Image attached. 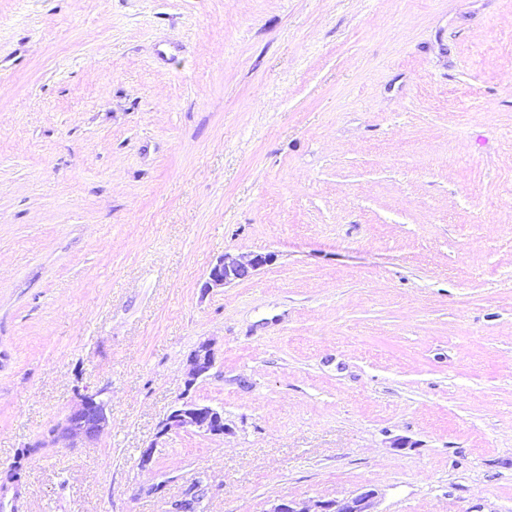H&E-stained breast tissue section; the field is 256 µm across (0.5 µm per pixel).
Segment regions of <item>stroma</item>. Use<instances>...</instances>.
Wrapping results in <instances>:
<instances>
[{
    "label": "stroma",
    "mask_w": 512,
    "mask_h": 512,
    "mask_svg": "<svg viewBox=\"0 0 512 512\" xmlns=\"http://www.w3.org/2000/svg\"><path fill=\"white\" fill-rule=\"evenodd\" d=\"M103 387L0 512H512V0H0V467ZM272 260V254L224 255L210 267L203 288L206 290L224 288L227 285L247 279L260 268L270 264ZM190 370L186 388H192L198 380H204L209 376L215 365V352L210 341L202 342L191 352L188 358ZM101 390L93 394L79 395L64 418L55 425L48 437L40 441L35 448L57 447L70 448L75 440L93 442L109 426L108 404L101 398ZM181 430H194L213 437H224L228 428L221 407L204 404L184 392L160 422L157 438ZM376 497L374 489H362L350 496L335 499L282 497L269 512H377L374 510Z\"/></svg>",
    "instance_id": "35a3bbf8"
}]
</instances>
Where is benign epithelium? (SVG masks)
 I'll list each match as a JSON object with an SVG mask.
<instances>
[{"mask_svg":"<svg viewBox=\"0 0 512 512\" xmlns=\"http://www.w3.org/2000/svg\"><path fill=\"white\" fill-rule=\"evenodd\" d=\"M272 261L271 254H226L210 267L203 288H223L247 279ZM188 362L190 370L186 389L160 422L157 437L181 430H194L213 437H222L228 432L224 423V409L201 403L189 396L190 389L198 380L206 379L215 365L212 343L202 342L191 352ZM101 395L102 392L99 391L79 396L64 418L49 431L48 437L39 442L38 447L60 445L69 448L78 439L93 442L99 438L109 426L108 404ZM20 468L22 464L15 461L0 471V491L11 488L14 496H20ZM376 497L377 492L373 489H362L350 496L335 499L303 500L282 497L272 505L269 512H376ZM202 498L203 493L194 487L182 499L172 503V512H198Z\"/></svg>","mask_w":512,"mask_h":512,"instance_id":"1","label":"benign epithelium"}]
</instances>
